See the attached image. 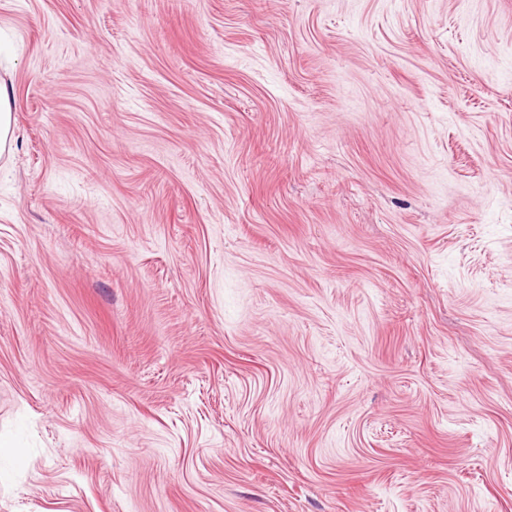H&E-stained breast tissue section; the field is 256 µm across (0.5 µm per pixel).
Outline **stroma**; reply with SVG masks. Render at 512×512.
<instances>
[{"mask_svg": "<svg viewBox=\"0 0 512 512\" xmlns=\"http://www.w3.org/2000/svg\"><path fill=\"white\" fill-rule=\"evenodd\" d=\"M0 37V512H512V0ZM12 104L7 84L0 83V155L12 148Z\"/></svg>", "mask_w": 512, "mask_h": 512, "instance_id": "35a3bbf8", "label": "stroma"}]
</instances>
